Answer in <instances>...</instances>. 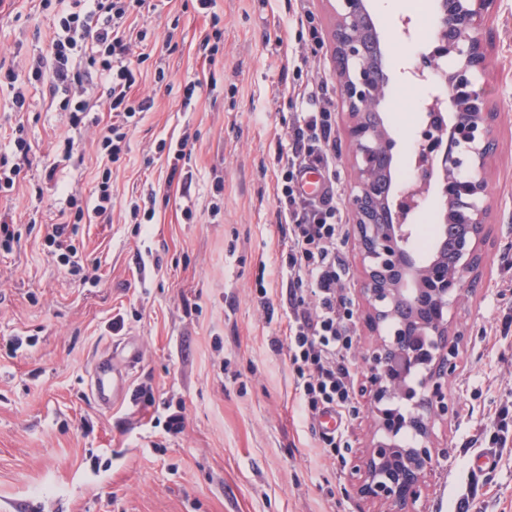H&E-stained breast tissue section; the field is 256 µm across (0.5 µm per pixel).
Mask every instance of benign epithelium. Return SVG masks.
Masks as SVG:
<instances>
[{
	"label": "benign epithelium",
	"mask_w": 512,
	"mask_h": 512,
	"mask_svg": "<svg viewBox=\"0 0 512 512\" xmlns=\"http://www.w3.org/2000/svg\"><path fill=\"white\" fill-rule=\"evenodd\" d=\"M336 2L332 39L355 170L349 205L359 291L364 322L375 337L362 354L365 376L358 387L370 435L350 462L351 482L374 512H419L439 457L434 424L448 414L444 387L460 340L450 330L451 315L477 279L490 223L485 173L498 113L474 81L489 65L487 23L497 0H433L435 39L417 64L402 71L429 89L417 174L403 183L389 176L397 140L382 105L390 77L368 0ZM449 106L447 122L443 111ZM458 147L469 164L455 154ZM433 185L442 198L438 236L422 258L408 218Z\"/></svg>",
	"instance_id": "1"
}]
</instances>
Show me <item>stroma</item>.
<instances>
[{"label": "stroma", "mask_w": 512, "mask_h": 512, "mask_svg": "<svg viewBox=\"0 0 512 512\" xmlns=\"http://www.w3.org/2000/svg\"><path fill=\"white\" fill-rule=\"evenodd\" d=\"M334 0H307L320 36L311 48L293 22L291 0H215L224 35L214 62L197 54L208 19L195 0H149L137 27L155 33L151 58L133 97L154 107L130 132V150L112 172V217L79 231V255L96 265L97 284L68 275L48 254L45 226L68 194L92 199L103 167L96 128H71L46 85L26 88L23 109L0 91V149L24 124L33 151L13 195L0 197L22 238L0 251V512H367L353 489L349 463L367 440L361 399L341 430L346 446L320 453L301 413L286 352L271 340L288 325L281 255L290 244L277 219L274 156L303 106L298 79L323 83L335 104L331 147L336 188L349 197L353 169L343 129L348 121L332 42ZM390 64L384 113L397 138L394 169L416 152L425 85L400 76L434 39L432 0L405 13H372ZM409 17L416 36L397 34ZM52 24L39 0H0V64L27 75L46 53ZM490 65L476 88L498 110L496 149L487 171L491 209L484 259L473 288L453 312L461 335L448 379V414L437 421L440 452L420 512H451L467 493L471 462L491 446L497 410L512 406V334L497 336L512 314V0H498L490 23ZM172 37L175 52L161 41ZM167 74L154 80L156 66ZM202 80L209 95L182 108L185 85ZM85 145L80 168L44 171L58 159L61 136ZM188 139L193 219L179 189H166L161 141ZM167 190L150 224H134L129 202ZM220 213H213V205ZM345 268L342 294L352 312L350 357L362 379L361 354L373 338L358 291L353 231L336 243ZM125 326L113 333L112 319ZM32 345L12 351L13 338ZM139 349L132 386L112 407L89 396V372L103 355L122 360ZM183 407L181 433L166 431L169 408ZM488 512H512V451L487 476Z\"/></svg>", "instance_id": "obj_1"}]
</instances>
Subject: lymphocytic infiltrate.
Masks as SVG:
<instances>
[{"mask_svg": "<svg viewBox=\"0 0 512 512\" xmlns=\"http://www.w3.org/2000/svg\"><path fill=\"white\" fill-rule=\"evenodd\" d=\"M53 8L48 57L31 66L29 81L47 83L51 96L68 112L72 126H80L92 107L85 93L93 78L108 85L103 110L111 112L110 123L99 126L97 144L108 161L97 183L93 206L68 197L69 220L48 224L45 241L66 264L70 275L82 266L73 242L84 219L110 221L112 170L129 150V128L138 115L152 109L154 100L134 98L131 88L147 60L139 46L145 34H132V23L141 15L146 0H40ZM305 103L288 135L279 145L276 161L280 169L277 217L288 226V327L285 338L273 339L274 351H286L294 373L295 389L303 412L315 419L324 412L346 418L352 406L354 378L350 367L353 339L346 323L345 301L337 285L343 267L336 259V239L343 231V211L336 191V171L330 144L335 128L333 102L320 92L302 90ZM11 150L0 154V195H11L24 166L29 165L32 146L24 125L12 132ZM320 171L324 192L305 194L300 177L306 170Z\"/></svg>", "mask_w": 512, "mask_h": 512, "instance_id": "lymphocytic-infiltrate-1", "label": "lymphocytic infiltrate"}]
</instances>
